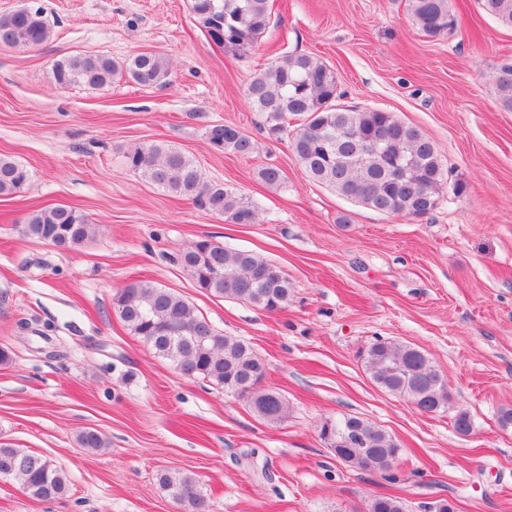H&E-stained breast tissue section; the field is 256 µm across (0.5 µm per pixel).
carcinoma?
<instances>
[{
	"label": "carcinoma",
	"mask_w": 512,
	"mask_h": 512,
	"mask_svg": "<svg viewBox=\"0 0 512 512\" xmlns=\"http://www.w3.org/2000/svg\"><path fill=\"white\" fill-rule=\"evenodd\" d=\"M484 13L512 28V0H480ZM191 10L207 37L224 51L249 53L271 25L270 0H191ZM414 21L424 36L439 40L457 25L450 0H410ZM44 10L29 3L0 15V46L38 49L50 38ZM56 87H103L117 78L141 86H163L171 75L168 60L144 52L122 63L96 54H74L52 64ZM501 107L512 111V66L496 78ZM252 106L265 114L269 137L289 140L297 163L311 179L336 194L378 213L422 217L435 211L448 183L443 159L430 137L395 113L372 108L347 109L337 104L336 72L321 58L289 53L256 70L246 87ZM209 145L217 151L249 155L253 142L230 124L206 127ZM127 167L164 192L186 199L198 209L236 224H256L259 209L243 194L209 182L198 165L164 141L137 145L125 153ZM400 171V179L394 172ZM271 186L283 182L274 165L257 171ZM30 180L29 171L0 155V198L18 193ZM31 238L59 248L78 246L95 236L98 227L81 211L55 205L29 214L22 228ZM183 270L201 290L245 301L272 313L288 305L292 285L278 266L249 251L202 237L178 257ZM122 322L154 353L170 360L182 373L224 388L246 400L268 424L281 422L286 403L277 392L262 388L265 360L241 339L213 328L181 296L149 281L128 283L113 299ZM365 367L381 389L411 402L424 413L448 410L451 394L442 372L420 349L394 340L375 339L363 354ZM453 426L461 436L473 431L470 414L459 409ZM320 436L336 460L350 467L396 480L394 463L399 441L380 426L356 415L327 419ZM81 447H107L102 434L87 428L78 435ZM0 471L17 481L34 501L60 499L68 492L66 472L42 455L10 442H0ZM158 482L184 512H206L199 479L191 471L164 470ZM366 512H407L403 498L377 495Z\"/></svg>",
	"instance_id": "cac0c4a2"
}]
</instances>
